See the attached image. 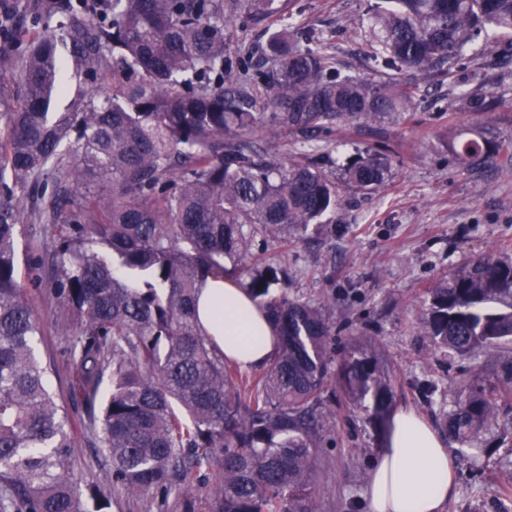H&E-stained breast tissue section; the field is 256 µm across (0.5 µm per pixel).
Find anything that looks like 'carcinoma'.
I'll return each mask as SVG.
<instances>
[{
  "label": "carcinoma",
  "mask_w": 512,
  "mask_h": 512,
  "mask_svg": "<svg viewBox=\"0 0 512 512\" xmlns=\"http://www.w3.org/2000/svg\"><path fill=\"white\" fill-rule=\"evenodd\" d=\"M262 23L282 0H241ZM366 53L378 71L445 74L482 32L512 37V0H385L371 8ZM224 0H0V512H105L96 486L70 475L74 431L36 355L41 325L18 280L21 224L39 228L35 286L65 324L71 389L85 431L112 460V485L172 492L183 512L194 472L219 464L212 512H320L314 476L332 377L354 406L383 415L390 374L372 342L331 348L328 304L288 295L286 265L257 241L306 234L336 213L339 187L393 178L386 149L367 148L333 178L320 147L275 158L249 139L319 140L349 125H404L418 87L336 66L309 27L287 23L262 55L233 62ZM85 77L112 73V96L49 111L66 90L61 51ZM480 116L492 91L463 94ZM512 142H458L463 166ZM246 280L281 338L258 377L218 355L196 323L208 278ZM423 335L472 354L512 344V256L479 257L428 289ZM110 383L100 398L103 382ZM372 400V406L365 405ZM512 411V359L458 391L445 430L479 440Z\"/></svg>",
  "instance_id": "cac0c4a2"
}]
</instances>
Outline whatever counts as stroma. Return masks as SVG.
<instances>
[{"label": "stroma", "mask_w": 512, "mask_h": 512, "mask_svg": "<svg viewBox=\"0 0 512 512\" xmlns=\"http://www.w3.org/2000/svg\"><path fill=\"white\" fill-rule=\"evenodd\" d=\"M293 21L316 29L340 68L372 79L376 73L366 57L370 37L366 0H288ZM225 14L234 15L224 36L230 50L262 46L268 25L250 26L239 20L238 0H224ZM388 82L420 85L415 116L410 124L377 129L345 127L325 138L324 150L344 155L385 147L394 179L372 194L341 189V204L328 228L309 230L281 248L270 242L263 257L271 265L287 264L288 292L312 301L329 298L336 345L368 336L389 368L393 407L409 408L432 427H439L443 411L452 409L461 381L491 377L495 364L512 358L502 347L460 356L433 348L419 330V318L428 288L442 277L462 269L479 256H501L512 250V157L459 166L453 150L461 135H475L490 126L497 139L512 141V41L478 40L462 71L426 74L407 69L394 72ZM67 90L57 95L51 109L69 111L81 95L106 96L111 76L85 81L68 68ZM493 89L500 100L496 111L483 119L467 112L464 90ZM29 235L19 237L17 266L25 297L37 309L42 325L39 354L51 369L46 376L71 413L74 424L86 421L83 406L69 391L70 369L64 353L59 311L44 289L29 287ZM435 383L433 401H425L423 384ZM333 418L323 436V453L315 472V489L322 512H366L368 474L378 457L384 430L371 412L352 406L337 384ZM74 473L94 481L110 499L108 512H180L176 504L160 510L152 495L128 497L112 489V463L98 440L75 436ZM512 440V419L499 418L485 434L483 454L470 445L448 441L458 478L455 495L443 512H512V492L503 486L512 479L500 459V440Z\"/></svg>", "instance_id": "35a3bbf8"}]
</instances>
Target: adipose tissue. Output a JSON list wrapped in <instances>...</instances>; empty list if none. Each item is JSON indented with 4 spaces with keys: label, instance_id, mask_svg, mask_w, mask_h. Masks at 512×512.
Returning <instances> with one entry per match:
<instances>
[{
    "label": "adipose tissue",
    "instance_id": "obj_1",
    "mask_svg": "<svg viewBox=\"0 0 512 512\" xmlns=\"http://www.w3.org/2000/svg\"><path fill=\"white\" fill-rule=\"evenodd\" d=\"M197 320L226 360L259 368L277 354L280 339L246 288L208 280L198 295ZM456 464L442 437L415 412L391 414L369 478V512H441L456 489Z\"/></svg>",
    "mask_w": 512,
    "mask_h": 512
}]
</instances>
